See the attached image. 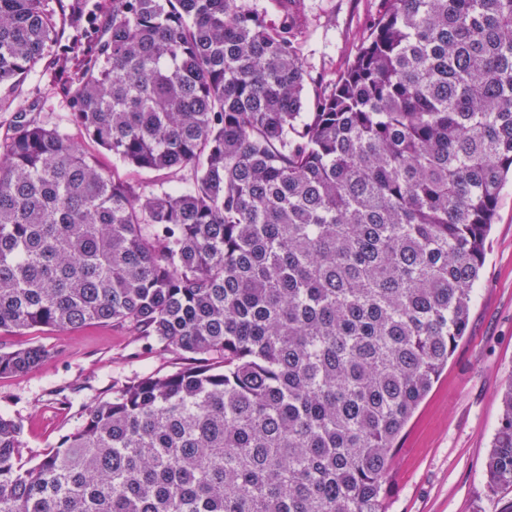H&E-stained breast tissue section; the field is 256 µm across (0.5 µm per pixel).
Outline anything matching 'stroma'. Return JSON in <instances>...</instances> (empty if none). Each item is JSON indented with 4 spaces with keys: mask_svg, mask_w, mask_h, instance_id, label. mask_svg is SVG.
Listing matches in <instances>:
<instances>
[{
    "mask_svg": "<svg viewBox=\"0 0 512 512\" xmlns=\"http://www.w3.org/2000/svg\"><path fill=\"white\" fill-rule=\"evenodd\" d=\"M310 36L303 55L308 93L332 85L357 53L380 0H303ZM63 77L41 61L11 88H0V134L21 108L33 118L64 124L72 140L100 152L71 123ZM41 344L51 358L21 376L0 375V414L24 425L23 457L36 460L79 426L88 409L149 373L188 366L184 356L147 347L119 324H88L64 332L27 329L0 336L9 348ZM512 376V181L501 193L486 243V261L466 337L405 428L387 483L388 512H512V489L489 492L483 477L500 414L501 387Z\"/></svg>",
    "mask_w": 512,
    "mask_h": 512,
    "instance_id": "1",
    "label": "stroma"
}]
</instances>
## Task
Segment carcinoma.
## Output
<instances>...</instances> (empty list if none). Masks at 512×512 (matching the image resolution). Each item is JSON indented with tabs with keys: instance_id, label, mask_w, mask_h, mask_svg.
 Wrapping results in <instances>:
<instances>
[{
	"instance_id": "cac0c4a2",
	"label": "carcinoma",
	"mask_w": 512,
	"mask_h": 512,
	"mask_svg": "<svg viewBox=\"0 0 512 512\" xmlns=\"http://www.w3.org/2000/svg\"><path fill=\"white\" fill-rule=\"evenodd\" d=\"M275 2L0 0V88L49 56L92 143L194 176L142 195L23 114L0 141V333L112 322L193 361L34 465L0 415V512H387L512 175V0H381L312 99ZM51 356L0 347V375ZM484 475L512 488V378Z\"/></svg>"
}]
</instances>
